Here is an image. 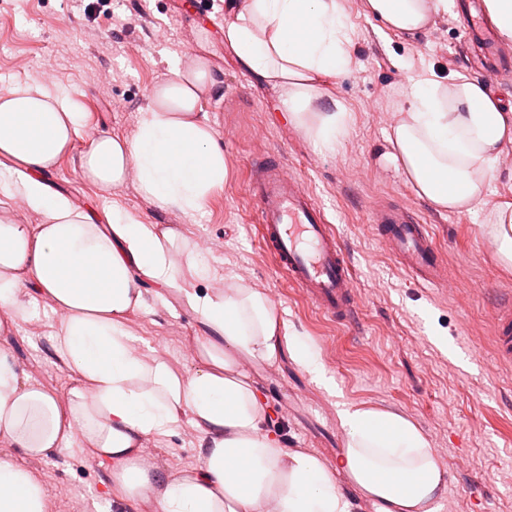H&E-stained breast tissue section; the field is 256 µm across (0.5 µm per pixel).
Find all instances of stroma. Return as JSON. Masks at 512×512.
I'll return each instance as SVG.
<instances>
[{
    "label": "stroma",
    "instance_id": "stroma-1",
    "mask_svg": "<svg viewBox=\"0 0 512 512\" xmlns=\"http://www.w3.org/2000/svg\"><path fill=\"white\" fill-rule=\"evenodd\" d=\"M366 0H344L353 38L348 71L321 85L324 97L352 114L335 151L318 149L280 108L275 91L255 81L224 42V0H109V15L85 14L78 0H0V93L40 81L82 112L84 137L44 174L53 191L108 223L120 207L192 240L216 273L214 284L242 282L276 305L292 332L317 352L335 392H328L289 353L268 363L245 360L285 448L335 466L346 444L338 403L399 413L423 432L447 470L456 512H512V365L496 358L493 327L512 304V267L498 261L482 233L501 208L512 207V144L481 185L472 211L439 212L419 199L387 161L386 138L406 105L409 74L434 70L441 81L460 74L512 101V68L493 75L467 71L460 53L477 51L455 11L438 13L413 33H394L367 15ZM205 57L216 89L202 100L224 146L229 173L196 214L163 213L134 182L103 192L81 175L90 136H131L147 91L172 64ZM270 154L325 208L353 269L355 312L350 324L327 320L291 286L265 251L249 194L251 171ZM398 206L433 235L447 265L444 282L424 286L400 267L377 232L374 212ZM147 311L130 326L156 355L192 368L205 331L178 297H158L145 285ZM17 332L0 335L19 367L44 387L64 392L70 372L52 348L57 322L44 300L29 306ZM200 435L182 426L148 439L161 470L196 465ZM29 467L47 485L54 512H94L106 467L71 448Z\"/></svg>",
    "mask_w": 512,
    "mask_h": 512
}]
</instances>
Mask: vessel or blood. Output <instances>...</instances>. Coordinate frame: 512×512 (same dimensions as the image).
Wrapping results in <instances>:
<instances>
[{"instance_id": "vessel-or-blood-1", "label": "vessel or blood", "mask_w": 512, "mask_h": 512, "mask_svg": "<svg viewBox=\"0 0 512 512\" xmlns=\"http://www.w3.org/2000/svg\"><path fill=\"white\" fill-rule=\"evenodd\" d=\"M251 199L265 248L289 283L331 321L344 324L354 312V287L347 257L325 211L277 157L265 159L251 184ZM385 245L408 272L423 282L445 279L434 240L410 212L378 208ZM497 358L512 363V306L494 326Z\"/></svg>"}]
</instances>
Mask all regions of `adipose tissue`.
<instances>
[{
  "label": "adipose tissue",
  "instance_id": "adipose-tissue-1",
  "mask_svg": "<svg viewBox=\"0 0 512 512\" xmlns=\"http://www.w3.org/2000/svg\"><path fill=\"white\" fill-rule=\"evenodd\" d=\"M447 8L448 0L366 4L369 15L401 32L426 28ZM224 41L253 78L278 90L289 119L316 146L335 150L351 114L318 88L352 62L343 0H224ZM408 81V107L390 128L386 158L435 209H472L480 179L512 144V106L462 75L447 84L426 75ZM213 85L205 58L175 63L149 89L131 136L91 140L83 177L104 191L132 179L160 211H200L228 175L201 107ZM82 131L68 98L39 81L0 94V158L22 167L18 175L0 169V191L44 218L18 224L0 207V332L29 316L23 297L47 301L61 314L50 336L71 375L57 395L0 347V442L16 451L0 459V512H51L49 490L26 462L67 448L108 466L102 495L128 512H350L338 469L379 512H435L448 490L446 469L399 414L339 409L346 446L333 469L282 447L241 360L271 362L285 346L319 378L317 352L289 332L258 289L209 287L213 271L188 241L117 209L110 223H96L50 193L44 173ZM147 283L175 291L205 327L195 369L135 348L128 323L146 307ZM186 424L200 434L199 464L159 471L144 454L146 438Z\"/></svg>",
  "mask_w": 512,
  "mask_h": 512
}]
</instances>
